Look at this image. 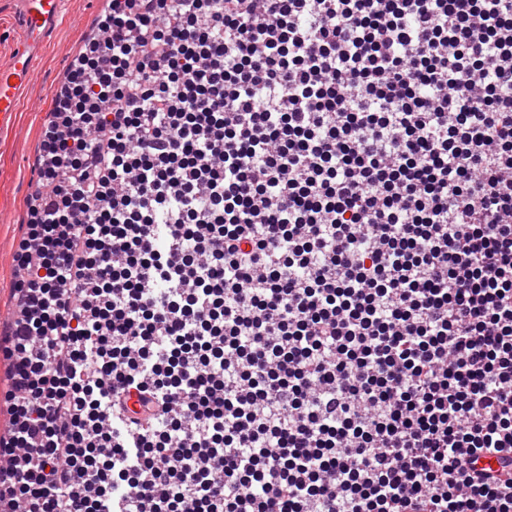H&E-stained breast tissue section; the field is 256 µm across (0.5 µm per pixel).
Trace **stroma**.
Instances as JSON below:
<instances>
[{"label": "stroma", "instance_id": "obj_1", "mask_svg": "<svg viewBox=\"0 0 512 512\" xmlns=\"http://www.w3.org/2000/svg\"><path fill=\"white\" fill-rule=\"evenodd\" d=\"M107 7L108 0H66L63 21L50 36L22 95L16 121L0 132V320L4 322L16 310L14 253L21 226L29 216L31 181L46 112L52 108L72 63L97 30Z\"/></svg>", "mask_w": 512, "mask_h": 512}]
</instances>
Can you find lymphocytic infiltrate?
<instances>
[{
  "instance_id": "lymphocytic-infiltrate-1",
  "label": "lymphocytic infiltrate",
  "mask_w": 512,
  "mask_h": 512,
  "mask_svg": "<svg viewBox=\"0 0 512 512\" xmlns=\"http://www.w3.org/2000/svg\"><path fill=\"white\" fill-rule=\"evenodd\" d=\"M50 116L0 512H512V0H109Z\"/></svg>"
}]
</instances>
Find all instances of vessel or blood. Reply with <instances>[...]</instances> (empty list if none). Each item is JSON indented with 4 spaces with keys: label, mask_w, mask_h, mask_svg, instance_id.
Wrapping results in <instances>:
<instances>
[{
    "label": "vessel or blood",
    "mask_w": 512,
    "mask_h": 512,
    "mask_svg": "<svg viewBox=\"0 0 512 512\" xmlns=\"http://www.w3.org/2000/svg\"><path fill=\"white\" fill-rule=\"evenodd\" d=\"M19 22L18 46L0 68V130L13 125L18 99L34 76V66L56 28L62 0H12Z\"/></svg>",
    "instance_id": "b4317fda"
}]
</instances>
